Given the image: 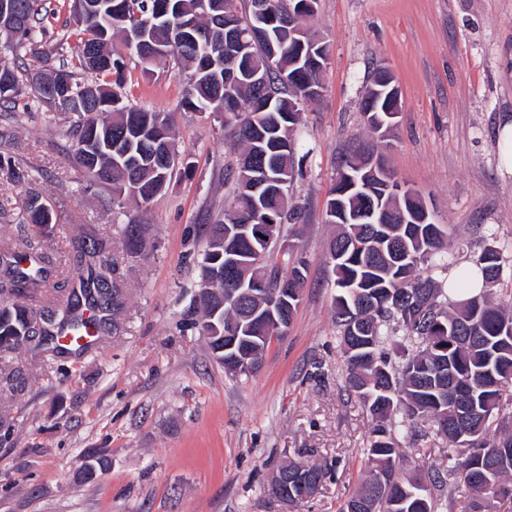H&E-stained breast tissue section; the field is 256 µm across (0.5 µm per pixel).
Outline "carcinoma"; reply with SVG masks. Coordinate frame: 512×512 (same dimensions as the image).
Wrapping results in <instances>:
<instances>
[{
    "label": "carcinoma",
    "instance_id": "cac0c4a2",
    "mask_svg": "<svg viewBox=\"0 0 512 512\" xmlns=\"http://www.w3.org/2000/svg\"><path fill=\"white\" fill-rule=\"evenodd\" d=\"M21 23L1 30L13 53L39 44L44 17L42 0H15ZM304 0H274L267 16L253 12L251 0H104L96 14L71 10L79 40L77 53L88 80L62 65L20 80L14 67L0 61V101L14 102L23 83L39 102L72 112L75 165L90 181L110 191L109 203L125 217L124 245L140 247L147 205L165 192L177 163L173 120L167 112L130 106L123 95L124 56L108 49L118 35L128 56L155 46L171 60L185 81L183 104L210 111L240 148L224 168L231 201L208 225L207 246L200 263V282L212 289L203 304L212 319L200 333L224 334V321L241 325L240 335L265 344L261 329L251 330L252 313L264 298L247 294L257 282L271 298L288 296L291 307L281 318L288 326L300 303L305 281L303 261L294 246L285 250L289 274L267 263L263 226L306 221V212L290 203L286 190L302 176L303 149L297 137L301 111L314 100L319 81L313 60L323 61L327 47L311 52L299 32L309 12ZM153 18L145 27L143 20ZM259 71L266 83L249 75ZM113 78V87L99 78ZM96 91L112 100V108L87 112L77 90ZM388 96L374 93L364 101L366 123L376 129L387 121ZM100 134L99 154L86 158L81 143L92 130ZM370 146L349 157L328 191L324 219L340 232L328 245L336 288L334 320L347 365L345 390L366 406L375 420L363 457L366 476L341 501L337 512H481L479 497L493 494L512 502V315L480 293L463 300L448 297L424 268L448 273L447 231L432 220L422 221L424 203L417 196L392 203L384 224H368L371 210L389 202L384 195L385 166L372 173ZM30 166L12 157L0 158V174L28 186L24 220L43 231L55 223L40 193L29 187ZM75 275L60 304L46 283L61 276L52 259L38 254V263L19 266L17 256L0 243V352L22 346H53V332L65 328L79 334L82 309L96 305L104 330L108 312L125 298V282L104 277L115 264L109 240L85 237L75 246ZM485 283L496 282L505 260L495 241L485 240L476 257ZM448 439L444 473L428 480L409 472L398 439L420 445L432 435Z\"/></svg>",
    "mask_w": 512,
    "mask_h": 512
}]
</instances>
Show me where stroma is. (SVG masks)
Instances as JSON below:
<instances>
[{"instance_id": "stroma-1", "label": "stroma", "mask_w": 512, "mask_h": 512, "mask_svg": "<svg viewBox=\"0 0 512 512\" xmlns=\"http://www.w3.org/2000/svg\"><path fill=\"white\" fill-rule=\"evenodd\" d=\"M71 0H51L40 47L15 60L19 76L57 61L75 66L60 38ZM329 48L323 95L303 107L298 135L310 154L293 199L308 221L294 242L305 288L286 335L273 339L252 376L224 371L192 308L205 229L224 208V165L237 149L208 112L182 105L171 66L131 59L126 92L137 108L173 115L183 166L149 204L139 253L127 254L104 192L86 188L71 153L73 116L40 104L33 89L0 106V154L32 163L35 189L57 218L32 235L19 211L23 188L0 179L12 210L0 241L49 253L72 269L87 227L109 239L127 286L115 325L94 351L68 358L21 348L0 378V512H337L365 476L361 451L375 425L344 388L333 318L324 202L359 140L372 139L362 97L376 68L401 91L387 166L420 191L464 268L492 233L506 264L486 288L512 309V176L495 149L512 114V0H320L311 22ZM105 468L82 477L85 457ZM331 473L311 499L287 506L269 491L285 463Z\"/></svg>"}]
</instances>
